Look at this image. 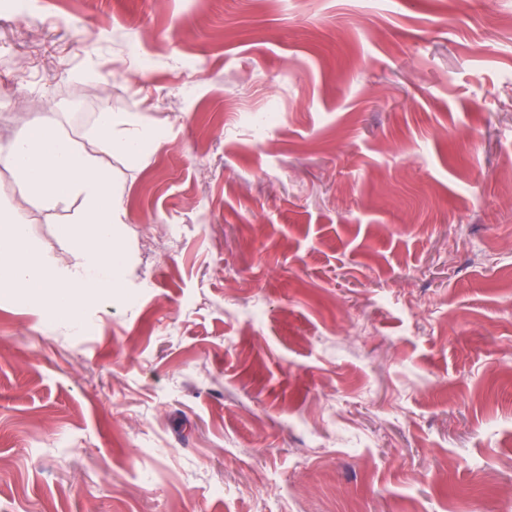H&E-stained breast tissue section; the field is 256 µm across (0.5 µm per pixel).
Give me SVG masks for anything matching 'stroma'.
Instances as JSON below:
<instances>
[{"label": "stroma", "instance_id": "stroma-1", "mask_svg": "<svg viewBox=\"0 0 512 512\" xmlns=\"http://www.w3.org/2000/svg\"><path fill=\"white\" fill-rule=\"evenodd\" d=\"M46 117L127 298L0 294V512H512V0H13L0 144ZM1 205L70 262L79 199ZM96 126L97 138L107 152L132 160L138 158L143 142L153 138L148 130L108 110L99 113Z\"/></svg>", "mask_w": 512, "mask_h": 512}]
</instances>
